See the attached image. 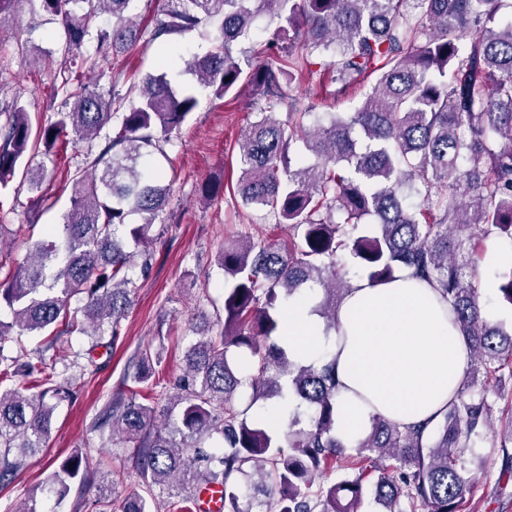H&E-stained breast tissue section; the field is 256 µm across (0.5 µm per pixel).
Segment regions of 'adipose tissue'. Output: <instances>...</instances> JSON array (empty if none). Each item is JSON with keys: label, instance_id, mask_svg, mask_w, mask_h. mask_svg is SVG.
<instances>
[{"label": "adipose tissue", "instance_id": "1", "mask_svg": "<svg viewBox=\"0 0 512 512\" xmlns=\"http://www.w3.org/2000/svg\"><path fill=\"white\" fill-rule=\"evenodd\" d=\"M315 302L310 293L289 301L276 341L291 361H335L344 446H354L377 413L403 426L444 413L470 369V349L436 288L406 270L381 284L353 277L333 329Z\"/></svg>", "mask_w": 512, "mask_h": 512}]
</instances>
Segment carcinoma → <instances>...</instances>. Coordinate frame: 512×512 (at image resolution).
<instances>
[{
  "instance_id": "obj_1",
  "label": "carcinoma",
  "mask_w": 512,
  "mask_h": 512,
  "mask_svg": "<svg viewBox=\"0 0 512 512\" xmlns=\"http://www.w3.org/2000/svg\"><path fill=\"white\" fill-rule=\"evenodd\" d=\"M61 23L68 51H80L92 18L104 15L97 49L126 52L139 38L134 0H26ZM152 40L219 23L220 40L180 69L149 74L125 95L105 97L74 83L70 106L37 129L15 100L0 123V184L30 150L55 155L69 136L93 144L112 118L90 172L71 176V208L52 240L21 259L0 253V381L19 376L26 337L49 332L51 357L24 370L37 389H0V484L16 477L45 446L58 403L76 394L78 376L58 379L56 360L75 333L116 337L141 287L135 269L151 259L150 229L169 188L145 176L143 160L178 130L196 106L194 81L217 97L248 86L265 99L239 145L237 195L288 227L281 240L247 236L218 253L224 269V323L185 354L177 404L149 391L160 363L147 345L124 375L94 428L131 443L138 488L120 512H155V488L167 487L181 512L196 491L218 484L224 512H359L363 480L374 479L379 512H463L478 456L499 437L500 476L512 477V417L493 422L494 401L512 378V328L488 318L480 300L484 238L512 241V0H165ZM279 21L261 52L243 42L255 19ZM470 37L468 46L461 40ZM332 73L333 96L373 79L354 112L332 113L305 128L279 119L293 106L304 73ZM303 139L314 161L293 158ZM139 216L132 223L129 217ZM349 250L372 283L406 269L432 283L452 307L475 358L448 411L430 428L401 427L379 414L344 452L336 438L333 362L296 364L276 342L282 307L305 290H323L316 311L336 324L348 288L338 263ZM78 305H72V300ZM274 399L295 404L287 430L250 410ZM346 472L319 481L328 467ZM91 482L76 450L46 479L63 501L70 482Z\"/></svg>"
}]
</instances>
